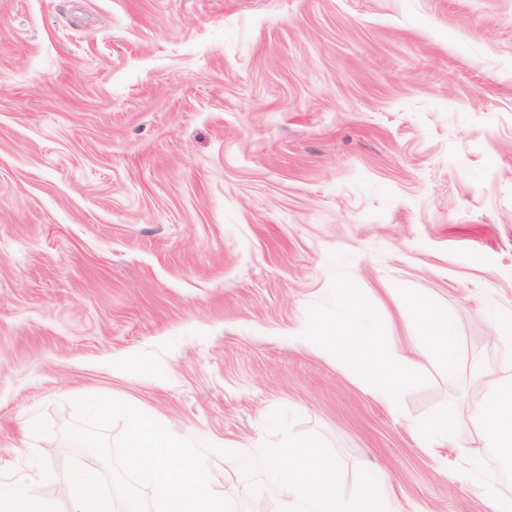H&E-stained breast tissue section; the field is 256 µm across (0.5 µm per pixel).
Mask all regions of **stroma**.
<instances>
[{
	"label": "stroma",
	"instance_id": "35a3bbf8",
	"mask_svg": "<svg viewBox=\"0 0 512 512\" xmlns=\"http://www.w3.org/2000/svg\"><path fill=\"white\" fill-rule=\"evenodd\" d=\"M362 300L352 311L340 301ZM447 311L460 365L399 412L299 327L411 335ZM512 0H0V462L65 473L73 399L124 401L213 445L236 512H283L255 470L322 439L395 512H486L452 475L473 423L411 421L475 367L512 374ZM234 445L247 469L224 468ZM464 424V413L456 401L440 407L424 418L414 421L412 429L423 447L434 448L448 443L453 433Z\"/></svg>",
	"mask_w": 512,
	"mask_h": 512
}]
</instances>
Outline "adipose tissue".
I'll use <instances>...</instances> for the list:
<instances>
[{"label":"adipose tissue","instance_id":"obj_1","mask_svg":"<svg viewBox=\"0 0 512 512\" xmlns=\"http://www.w3.org/2000/svg\"><path fill=\"white\" fill-rule=\"evenodd\" d=\"M398 302L414 315L421 335L415 349L393 345L384 337L340 322L308 327L289 336L288 342L295 345L321 341L351 367L366 390L381 398L391 411H398L402 391L420 386L428 367L440 368L450 378L460 362L447 312L431 308L425 299L413 295H399ZM463 423L461 405L451 401L414 421L412 429L424 447L433 448L447 443ZM475 424L482 447L503 467L512 469L511 376L490 380L476 410ZM279 454L288 465L278 471L273 491L285 512H389L392 483L387 472L363 470L361 492L345 496L338 490L340 461L319 438L290 440Z\"/></svg>","mask_w":512,"mask_h":512}]
</instances>
